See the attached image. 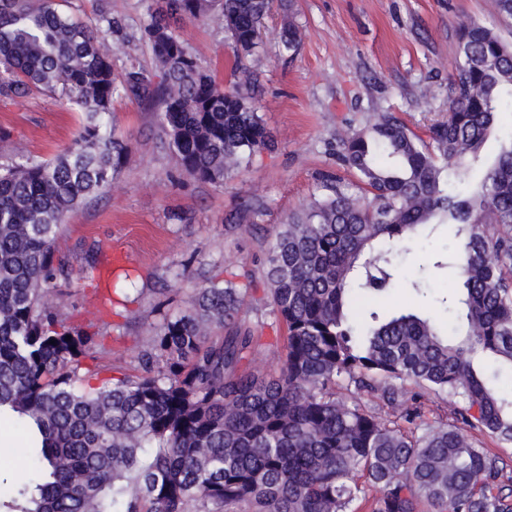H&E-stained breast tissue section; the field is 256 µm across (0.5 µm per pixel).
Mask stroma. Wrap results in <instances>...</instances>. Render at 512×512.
<instances>
[{
    "label": "stroma",
    "instance_id": "1",
    "mask_svg": "<svg viewBox=\"0 0 512 512\" xmlns=\"http://www.w3.org/2000/svg\"><path fill=\"white\" fill-rule=\"evenodd\" d=\"M156 0H62L61 8L83 22L104 8L121 16L123 28L107 44L115 70L136 65L154 71L155 60L141 37ZM303 30L296 53L279 42L281 14L264 24L260 45L246 65L256 75L253 94L276 140L227 179L223 186L182 172L165 143L154 109L116 100L115 132L128 140V162L108 192L68 214L56 255L79 270L95 252L111 262L113 282L130 280L138 298L120 319L102 309L92 290L74 279L52 297L62 318L98 323L105 363L133 372L161 313L191 309L195 290L212 267L261 275L265 240L292 212L321 192L318 174L336 168L340 134L366 126L380 112H395L415 132L446 119L451 79L458 60V24L472 18L512 42V23L502 20L494 0H292ZM181 29L190 52L217 82L236 68L233 45L217 18L188 19ZM78 113L59 96L32 92L0 97V162L14 155L46 159L76 135ZM253 219L240 220L245 210ZM453 240L446 226H430L407 244L396 261L404 272L426 267L424 298L399 283L385 300L389 310H438L445 289L455 287L449 269L430 267L434 252ZM185 271L174 279L176 271Z\"/></svg>",
    "mask_w": 512,
    "mask_h": 512
}]
</instances>
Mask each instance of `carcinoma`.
<instances>
[{
	"label": "carcinoma",
	"mask_w": 512,
	"mask_h": 512,
	"mask_svg": "<svg viewBox=\"0 0 512 512\" xmlns=\"http://www.w3.org/2000/svg\"><path fill=\"white\" fill-rule=\"evenodd\" d=\"M213 0H159L142 36L157 72H115L102 14L74 20L57 0H0V96L61 93L82 114L72 142L45 161L0 166V422L17 429L23 478L0 473V512H512L507 464L472 439L512 442V133L475 181L512 103V43L465 21L458 29L448 119L414 132L393 112L338 139L324 193L279 225L264 254L260 317L284 333L275 375L253 368L265 343L238 319L251 273L216 276L194 306L164 317L136 373L104 377V336L49 305L69 280L56 257L64 218L112 185L129 144L111 127L116 99L155 107L180 169L224 185L275 146L238 67L224 85L188 52L178 24ZM295 53L301 27L287 0H223L237 56L255 53L264 20ZM430 224L455 229L433 267L458 285L427 311L361 322L402 278L395 248ZM86 279L113 302L96 257ZM459 399L453 422L428 421L422 394ZM345 387L377 399L366 408ZM379 495L366 498V488Z\"/></svg>",
	"instance_id": "carcinoma-1"
}]
</instances>
